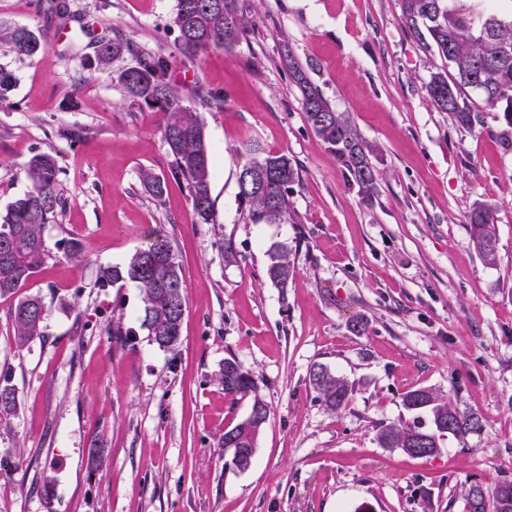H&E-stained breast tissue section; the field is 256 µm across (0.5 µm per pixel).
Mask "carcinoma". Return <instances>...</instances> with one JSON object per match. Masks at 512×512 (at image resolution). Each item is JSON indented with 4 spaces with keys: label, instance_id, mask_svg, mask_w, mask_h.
<instances>
[{
    "label": "carcinoma",
    "instance_id": "carcinoma-1",
    "mask_svg": "<svg viewBox=\"0 0 512 512\" xmlns=\"http://www.w3.org/2000/svg\"><path fill=\"white\" fill-rule=\"evenodd\" d=\"M401 22L422 46L444 61L426 86L432 105L446 112L454 122L471 128L481 113L495 111L512 126V4L507 0H401ZM172 24L179 32L182 53L195 58L213 46L232 48L249 32L251 21L238 0H176ZM0 40L18 56H30L42 48L39 35L24 26L0 23ZM122 45L110 42L94 53V63L104 66ZM293 81L298 87L305 120L314 134L336 155L348 184L366 197L376 189V171L370 159L372 148L363 140L345 112L334 111L306 71L288 58ZM169 62L160 55L148 56L120 75L126 92L164 114L162 135L172 156L170 173L184 180L193 209L208 223L214 212L211 195L212 160L207 148L204 124L199 113L182 104L178 90L167 79ZM476 94L471 98L468 92ZM243 166L259 182L255 190L239 191L254 224H277L288 219L289 193L299 180V168L286 153L251 150ZM59 168L50 154H39L29 163V190L0 212V299H12L13 341L20 348L44 335L46 309L36 296H23L38 270L51 258L44 230L63 202L57 191ZM470 238L488 264L496 262V235L491 207L482 205L470 214ZM266 276L273 286L286 291L295 274V260L288 246L275 244L267 252ZM102 287L132 282L140 289L143 307L141 325L158 346L173 349L180 340L177 324L180 307L187 305L180 267L169 235L156 230L146 247L136 251L124 264L106 268ZM219 378L224 393L250 397L252 404H267L259 394L258 382L233 359L224 360ZM308 378L325 406L336 412L348 401L351 386L324 364L311 366ZM403 406L425 414L429 424L401 426L385 424L377 434L384 448H406L412 437L424 433L432 439L428 455L440 450L442 434L433 433L440 421L450 422L448 433L464 438L481 428L475 414L462 413L443 394L420 387L402 395ZM17 410L9 373L0 371V413ZM267 422L243 419L229 428L239 445L257 447ZM480 494L482 512H512V481H504L486 492L475 486L468 496Z\"/></svg>",
    "mask_w": 512,
    "mask_h": 512
}]
</instances>
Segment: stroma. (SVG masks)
I'll return each mask as SVG.
<instances>
[{"mask_svg": "<svg viewBox=\"0 0 512 512\" xmlns=\"http://www.w3.org/2000/svg\"><path fill=\"white\" fill-rule=\"evenodd\" d=\"M67 2L63 25L55 0H0V20L43 37L30 57L0 47L17 77L0 102V209L27 191L30 160L53 155L65 205L45 237L83 247L78 259L55 250L25 288L46 307L44 336L16 347L0 299V367L18 402L0 416V512H467L469 487L512 481V127L485 112L466 129L431 105L442 62L403 27L401 0H239L246 39L194 60L171 24L176 0ZM103 36L124 46L105 68L87 61ZM143 54L169 59L183 104L200 110L210 223L171 177L162 113L119 81ZM292 60L375 146L373 197L307 125ZM203 88L223 105L200 106ZM249 142L300 168L287 222L247 218L237 175ZM145 169L166 180L162 197L143 187ZM481 204L496 220L493 264L470 239ZM159 227L188 297L173 349L142 328L139 288L99 285ZM222 237L239 262L225 263ZM274 243L295 252L284 294L266 278ZM228 359L270 410L244 472L221 445L251 406L224 393ZM316 363L352 385L347 407L318 400ZM422 386L476 413L481 430L445 437L430 457L381 447V425L413 423L401 396ZM94 444L107 456L96 470Z\"/></svg>", "mask_w": 512, "mask_h": 512, "instance_id": "stroma-1", "label": "stroma"}]
</instances>
